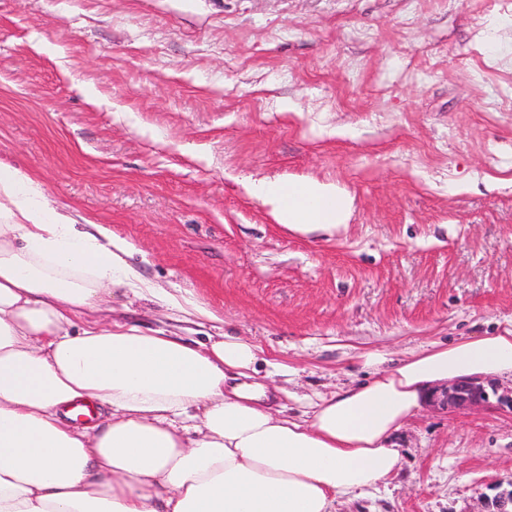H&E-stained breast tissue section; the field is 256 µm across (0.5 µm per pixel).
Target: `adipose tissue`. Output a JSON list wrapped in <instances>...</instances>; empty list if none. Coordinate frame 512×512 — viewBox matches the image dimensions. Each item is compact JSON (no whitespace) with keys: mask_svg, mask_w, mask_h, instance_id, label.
Wrapping results in <instances>:
<instances>
[{"mask_svg":"<svg viewBox=\"0 0 512 512\" xmlns=\"http://www.w3.org/2000/svg\"><path fill=\"white\" fill-rule=\"evenodd\" d=\"M246 190L293 234L331 235L349 216V197L315 180ZM129 251L0 163V512H336L388 485L402 459L393 435L435 386L512 378L511 321L389 366L368 354L370 381L289 415L254 378L249 341L84 322L116 286L175 304ZM85 400L99 415L89 425L66 412Z\"/></svg>","mask_w":512,"mask_h":512,"instance_id":"1","label":"adipose tissue"}]
</instances>
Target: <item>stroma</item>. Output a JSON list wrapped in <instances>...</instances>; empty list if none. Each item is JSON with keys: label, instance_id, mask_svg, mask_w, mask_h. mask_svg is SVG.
Listing matches in <instances>:
<instances>
[{"label": "stroma", "instance_id": "stroma-1", "mask_svg": "<svg viewBox=\"0 0 512 512\" xmlns=\"http://www.w3.org/2000/svg\"><path fill=\"white\" fill-rule=\"evenodd\" d=\"M0 161L110 225L141 277L97 317L258 348L279 404L512 321V0H0ZM352 199L299 237L244 184ZM388 487L336 512H475L512 409L424 406Z\"/></svg>", "mask_w": 512, "mask_h": 512}]
</instances>
